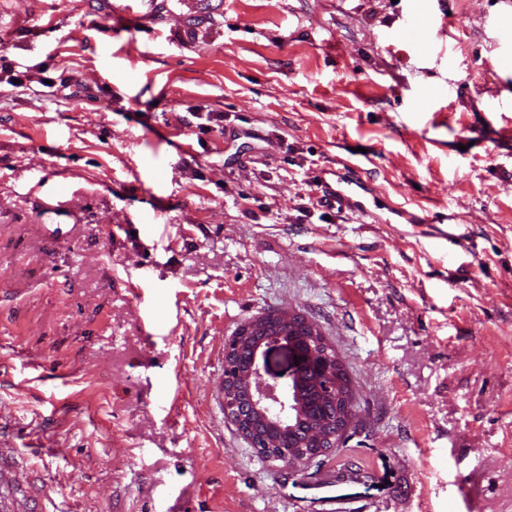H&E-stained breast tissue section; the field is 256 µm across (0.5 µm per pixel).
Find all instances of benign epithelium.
<instances>
[{"label": "benign epithelium", "mask_w": 512, "mask_h": 512, "mask_svg": "<svg viewBox=\"0 0 512 512\" xmlns=\"http://www.w3.org/2000/svg\"><path fill=\"white\" fill-rule=\"evenodd\" d=\"M302 319L296 312L269 313L242 324L235 336L224 349V379L222 394L224 415L254 449H259L253 437V422L266 426L272 437L287 429H294V422L303 421L306 408L300 398L299 381L291 375L286 384L268 379L266 349L273 345H283L295 349L296 340L291 337L292 326ZM248 345L253 352L252 359L244 367L229 365L236 350ZM301 363L313 371L327 377L335 372L323 353L310 349L300 351ZM352 409H346L343 416L336 419V428L310 430L304 442L306 449L287 459L290 464L302 463L326 455L339 447L353 424Z\"/></svg>", "instance_id": "1"}]
</instances>
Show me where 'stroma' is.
Segmentation results:
<instances>
[{"label":"stroma","instance_id":"stroma-1","mask_svg":"<svg viewBox=\"0 0 512 512\" xmlns=\"http://www.w3.org/2000/svg\"><path fill=\"white\" fill-rule=\"evenodd\" d=\"M126 2L0 0V512H512V0ZM282 310L356 409L293 467L215 394ZM342 190H336L330 184L323 182V192L333 203L338 204L342 209L357 213H368L369 210L362 201L363 193H368L366 184L359 178L348 177L344 181Z\"/></svg>","mask_w":512,"mask_h":512}]
</instances>
